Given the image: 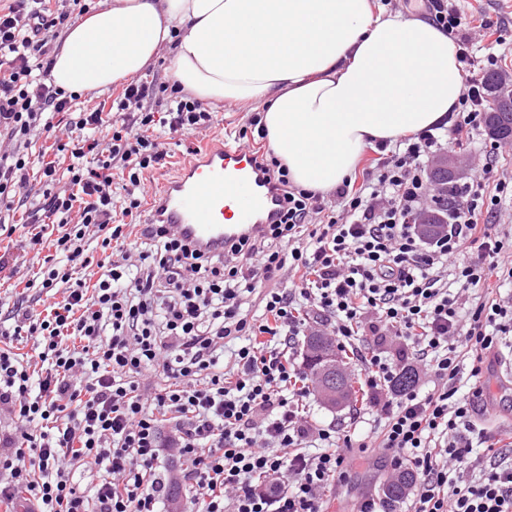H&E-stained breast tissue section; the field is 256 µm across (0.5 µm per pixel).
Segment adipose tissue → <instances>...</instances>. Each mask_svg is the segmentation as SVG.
<instances>
[{
  "label": "adipose tissue",
  "instance_id": "adipose-tissue-1",
  "mask_svg": "<svg viewBox=\"0 0 512 512\" xmlns=\"http://www.w3.org/2000/svg\"><path fill=\"white\" fill-rule=\"evenodd\" d=\"M166 44L173 82L213 104H260L291 180L321 193L367 143L446 122L463 87L445 31L371 0H107L69 28L51 78L102 92Z\"/></svg>",
  "mask_w": 512,
  "mask_h": 512
}]
</instances>
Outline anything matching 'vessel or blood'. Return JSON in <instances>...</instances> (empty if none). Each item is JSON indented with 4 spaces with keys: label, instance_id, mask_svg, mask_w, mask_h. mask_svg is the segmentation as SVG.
<instances>
[{
    "label": "vessel or blood",
    "instance_id": "obj_1",
    "mask_svg": "<svg viewBox=\"0 0 512 512\" xmlns=\"http://www.w3.org/2000/svg\"><path fill=\"white\" fill-rule=\"evenodd\" d=\"M228 198L239 202L231 224L224 214ZM279 201V191L266 181L253 153L216 137L166 179L152 202V216L195 247L218 252L225 242L276 221Z\"/></svg>",
    "mask_w": 512,
    "mask_h": 512
}]
</instances>
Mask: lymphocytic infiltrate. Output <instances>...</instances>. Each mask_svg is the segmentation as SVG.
I'll return each mask as SVG.
<instances>
[{"instance_id":"1","label":"lymphocytic infiltrate","mask_w":512,"mask_h":512,"mask_svg":"<svg viewBox=\"0 0 512 512\" xmlns=\"http://www.w3.org/2000/svg\"><path fill=\"white\" fill-rule=\"evenodd\" d=\"M406 3L458 46L457 120L377 144L361 184L343 180L328 197L259 153L281 192L279 218L220 254L135 221L144 172L167 163L163 136L209 127L211 112L176 84L138 79L109 104L80 105L51 79V44L70 22L60 0L0 6V237L27 225L30 246L46 252L10 314L12 338L33 353L0 347V498L22 488L37 512H158L171 455L192 460L184 478L203 512H324L352 436L313 425L307 389L292 386L285 353L313 309L321 333L356 351L377 450L417 479L411 512H512V446L476 421L485 361L512 334V303L477 302L465 326L458 315L487 270L502 266L512 278L502 239L479 230L496 223L512 185L492 181L493 151L476 179L450 183L447 195L429 180L430 161L480 129L490 100L479 76L499 56L474 55L472 22L453 0ZM37 138L58 154L42 165L43 190L29 176ZM442 197L446 222L423 239L418 221ZM473 243L480 261L459 264ZM450 268L454 294L439 284ZM288 277L300 286L282 287ZM54 290L62 302L35 314L32 293ZM255 295L262 312L251 317L244 306ZM369 336L403 339L412 354L366 344ZM412 362L433 390H395ZM149 373L162 385L145 386ZM77 464L97 471L91 489L75 480Z\"/></svg>"}]
</instances>
